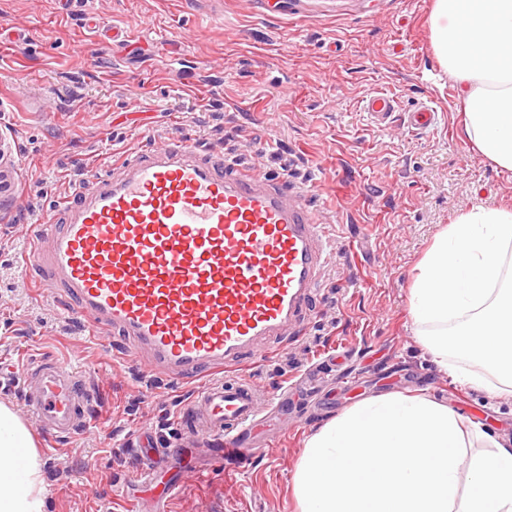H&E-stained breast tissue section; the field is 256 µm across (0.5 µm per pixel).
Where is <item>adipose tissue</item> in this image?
I'll return each instance as SVG.
<instances>
[{
    "mask_svg": "<svg viewBox=\"0 0 512 512\" xmlns=\"http://www.w3.org/2000/svg\"><path fill=\"white\" fill-rule=\"evenodd\" d=\"M436 56L457 85L464 133L512 171V0H436ZM512 209L480 207L441 231L416 267L410 311L434 364L463 386L512 395ZM299 512H512V439L464 430L426 395L360 401L308 439ZM42 460L0 403V512H43Z\"/></svg>",
    "mask_w": 512,
    "mask_h": 512,
    "instance_id": "adipose-tissue-1",
    "label": "adipose tissue"
}]
</instances>
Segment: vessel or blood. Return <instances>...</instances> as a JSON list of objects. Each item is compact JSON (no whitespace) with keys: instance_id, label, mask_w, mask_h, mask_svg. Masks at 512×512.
I'll return each instance as SVG.
<instances>
[{"instance_id":"1","label":"vessel or blood","mask_w":512,"mask_h":512,"mask_svg":"<svg viewBox=\"0 0 512 512\" xmlns=\"http://www.w3.org/2000/svg\"><path fill=\"white\" fill-rule=\"evenodd\" d=\"M363 109L385 126L397 102L377 92ZM437 118L424 102L404 123L422 130ZM61 207L65 224L33 239L25 262L67 289L91 329L134 337L149 371L205 379L184 427L206 416L224 454L248 463L270 400L254 382L223 373L262 357L265 339L306 331L335 242L305 192L181 143L126 153L94 191L77 187ZM26 379L41 431L68 438L86 428L88 396L72 368L36 359Z\"/></svg>"}]
</instances>
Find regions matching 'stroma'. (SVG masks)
<instances>
[{
	"label": "stroma",
	"instance_id": "stroma-1",
	"mask_svg": "<svg viewBox=\"0 0 512 512\" xmlns=\"http://www.w3.org/2000/svg\"><path fill=\"white\" fill-rule=\"evenodd\" d=\"M434 0H0V402L27 418L32 359L67 365L94 399L88 430L36 432L44 512H296L306 440L348 407L427 394L465 427L512 438V398L453 382L416 339L414 268L476 206L512 208V171L462 139L454 80L432 44ZM116 28L117 41L102 42ZM375 92L399 111L433 101L437 128L379 127ZM189 142L267 177L298 170L336 234L307 329L266 339L244 376L288 395L243 467L217 466L212 436L181 429L198 380L147 373L132 337L91 332L65 289L24 264L59 203L132 149ZM172 465L139 485L144 453ZM176 495H167L170 485Z\"/></svg>",
	"mask_w": 512,
	"mask_h": 512
}]
</instances>
